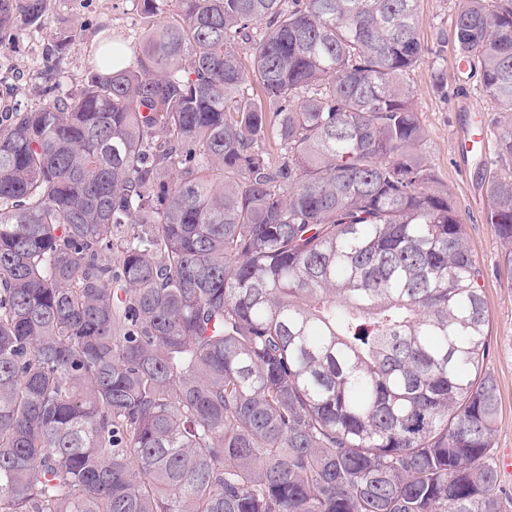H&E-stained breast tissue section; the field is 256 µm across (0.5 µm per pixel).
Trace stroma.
<instances>
[{
	"mask_svg": "<svg viewBox=\"0 0 512 512\" xmlns=\"http://www.w3.org/2000/svg\"><path fill=\"white\" fill-rule=\"evenodd\" d=\"M420 37L429 48L411 74L418 97V116L426 133L425 152L434 174L453 195L467 226L474 255L485 269L483 296L491 343L488 366L497 387L499 410L494 456L512 452V283L498 271L502 246L494 225L484 223L487 199L477 176L478 157L461 151L460 142L492 116V104L480 96L473 80L459 71L453 41L456 0H421ZM138 41L143 25L131 0H50L41 27L18 26L0 48V114L25 108L42 86V73L56 36L72 42L59 63L63 90L79 85L86 62L105 31ZM440 64L446 94L432 89L431 69Z\"/></svg>",
	"mask_w": 512,
	"mask_h": 512,
	"instance_id": "obj_1",
	"label": "stroma"
}]
</instances>
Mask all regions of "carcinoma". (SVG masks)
<instances>
[{
    "label": "carcinoma",
    "instance_id": "obj_1",
    "mask_svg": "<svg viewBox=\"0 0 512 512\" xmlns=\"http://www.w3.org/2000/svg\"><path fill=\"white\" fill-rule=\"evenodd\" d=\"M167 2L0 123V512H509L420 0ZM457 2L512 275V0Z\"/></svg>",
    "mask_w": 512,
    "mask_h": 512
}]
</instances>
